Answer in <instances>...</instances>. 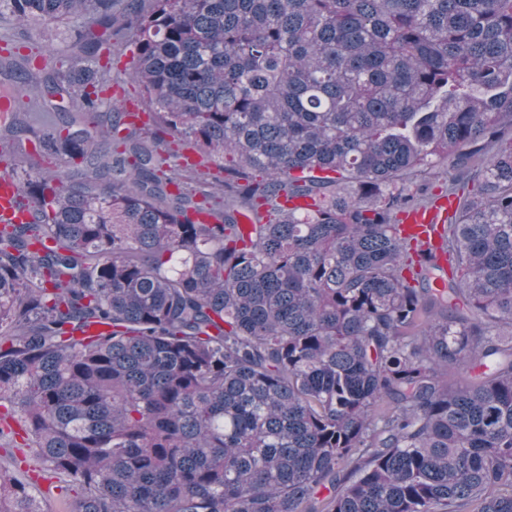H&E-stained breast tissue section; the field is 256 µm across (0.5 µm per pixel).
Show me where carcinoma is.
<instances>
[{"instance_id":"cac0c4a2","label":"carcinoma","mask_w":512,"mask_h":512,"mask_svg":"<svg viewBox=\"0 0 512 512\" xmlns=\"http://www.w3.org/2000/svg\"><path fill=\"white\" fill-rule=\"evenodd\" d=\"M34 20L78 28L59 122L0 116L63 161L0 228V438L67 512H512V0H0ZM442 171L444 266L399 234ZM0 512H44L1 467ZM133 46L124 47L116 52L118 59L114 60L112 68V97L129 105L137 104L139 88L130 81L129 73L134 65Z\"/></svg>"}]
</instances>
